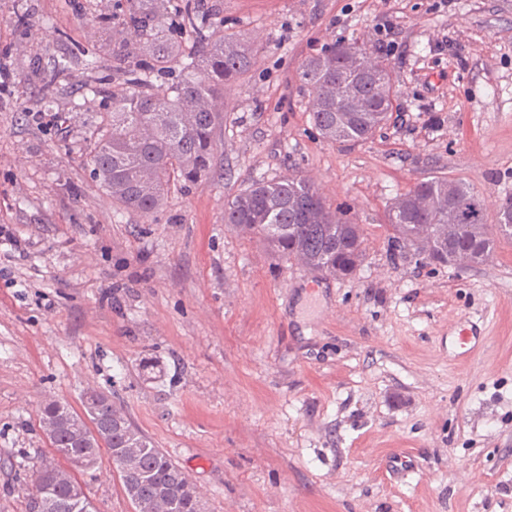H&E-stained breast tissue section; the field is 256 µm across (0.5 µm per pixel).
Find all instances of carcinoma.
<instances>
[{"mask_svg":"<svg viewBox=\"0 0 512 512\" xmlns=\"http://www.w3.org/2000/svg\"><path fill=\"white\" fill-rule=\"evenodd\" d=\"M126 0L123 17L100 13L106 32L117 30L124 47L123 79L112 88L92 150L93 174L112 203L145 216L155 213L178 183L194 182L210 167L215 131L224 119V89L253 65L256 44H245L210 21L200 0ZM167 92L154 81L172 73ZM312 94L309 112L323 139L358 143L372 138L392 116L396 96L388 65L368 48L334 45L309 57L299 72ZM391 245L403 262L470 265L486 262L496 239L512 238V198L499 208L497 224L485 222L482 197L469 183L433 176L416 183L388 212ZM224 223L248 232L279 261L302 259L313 271L352 276L365 257L364 227L333 208L302 176L257 181L224 203ZM96 412L68 403L41 405L39 424L51 455L34 469L25 512H84L68 482L57 479L58 460L68 463L84 449L111 457L135 512L167 494L174 512H201L190 477L140 431L114 396L95 391Z\"/></svg>","mask_w":512,"mask_h":512,"instance_id":"1","label":"carcinoma"}]
</instances>
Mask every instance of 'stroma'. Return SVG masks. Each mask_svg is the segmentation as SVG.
Masks as SVG:
<instances>
[{"label": "stroma", "mask_w": 512, "mask_h": 512, "mask_svg": "<svg viewBox=\"0 0 512 512\" xmlns=\"http://www.w3.org/2000/svg\"><path fill=\"white\" fill-rule=\"evenodd\" d=\"M258 42L224 93L206 175L151 216L113 205L89 148L121 80L93 15L117 0H0V512L49 452L42 402L90 388L195 483L204 512H512V239L477 266L392 259L388 210L417 182L512 197V0H205ZM389 65L371 139L314 128L298 71L336 43ZM67 66L59 74L57 60ZM300 175L366 231L356 274L274 260L224 222L251 183ZM483 340L458 358L449 329ZM409 457L404 476L388 462ZM133 512L109 456L81 477Z\"/></svg>", "instance_id": "obj_1"}]
</instances>
